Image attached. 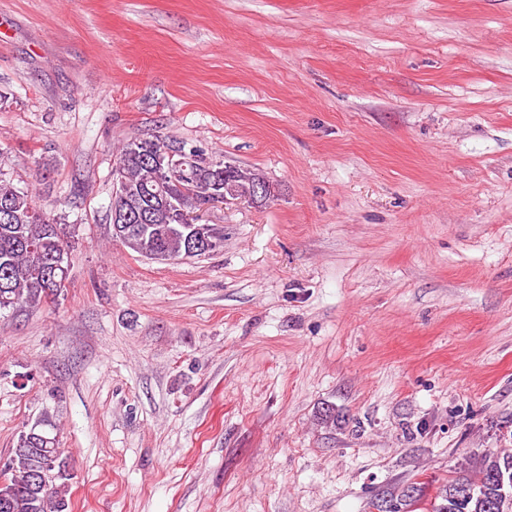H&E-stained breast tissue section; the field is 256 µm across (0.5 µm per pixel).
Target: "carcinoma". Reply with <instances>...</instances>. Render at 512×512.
<instances>
[{"mask_svg": "<svg viewBox=\"0 0 512 512\" xmlns=\"http://www.w3.org/2000/svg\"><path fill=\"white\" fill-rule=\"evenodd\" d=\"M121 195L111 213L129 217L112 224V239L127 251L157 262L201 258L224 248L221 224H185L200 210L234 190L256 203L272 190L265 177L247 168L208 162L195 146L160 136L127 142L116 161ZM64 256L71 267L63 228L37 205L27 189L0 176V312L56 303L64 293L53 282L51 262ZM55 443L35 432L18 440L0 474V512H68L61 487L70 473L63 457L51 461ZM435 512H512V452L488 450L459 468L438 492Z\"/></svg>", "mask_w": 512, "mask_h": 512, "instance_id": "cac0c4a2", "label": "carcinoma"}]
</instances>
